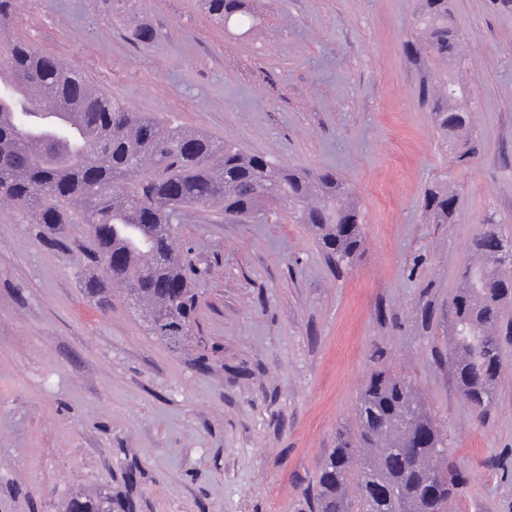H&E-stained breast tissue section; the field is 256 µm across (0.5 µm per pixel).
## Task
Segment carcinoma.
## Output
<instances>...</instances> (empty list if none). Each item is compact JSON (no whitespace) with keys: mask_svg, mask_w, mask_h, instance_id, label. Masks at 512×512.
<instances>
[{"mask_svg":"<svg viewBox=\"0 0 512 512\" xmlns=\"http://www.w3.org/2000/svg\"><path fill=\"white\" fill-rule=\"evenodd\" d=\"M256 0H202L206 12L250 30ZM16 0H0V202L42 225L54 244L67 242L68 224H86L81 246L92 271L83 287L102 308L119 285L142 312L151 335L179 348L202 343L193 335L200 275L176 244L182 215L218 204L227 222L243 223L272 207H286L307 224L329 261L353 260L363 245L360 214L349 186L336 174L309 172L234 144L159 121L120 105L90 86L61 59L26 43L4 40ZM417 23L429 54L448 64L437 88L422 87L437 128L459 162L477 152L470 92L462 72L461 34L451 0H420ZM63 101V125H48L36 95ZM458 204L455 191L437 185L424 211L443 224ZM512 247L493 216L472 239L476 260L459 275L450 302L448 366L478 417L486 416L501 372L502 322L512 302V260L489 244ZM445 438L421 406L407 378L385 369L363 387L355 430L341 433L306 489L308 512H448L468 472L436 462ZM62 512H112V495L74 492Z\"/></svg>","mask_w":512,"mask_h":512,"instance_id":"cac0c4a2","label":"carcinoma"}]
</instances>
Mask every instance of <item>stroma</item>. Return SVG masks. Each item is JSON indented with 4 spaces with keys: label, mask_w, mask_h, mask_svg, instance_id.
I'll return each instance as SVG.
<instances>
[{
    "label": "stroma",
    "mask_w": 512,
    "mask_h": 512,
    "mask_svg": "<svg viewBox=\"0 0 512 512\" xmlns=\"http://www.w3.org/2000/svg\"><path fill=\"white\" fill-rule=\"evenodd\" d=\"M418 0H265L250 33L201 0H19L7 37L55 56L135 111L353 189L364 244L330 265L287 208L263 223L185 213L204 348L150 336L134 305L101 308L83 256L0 205V512H58L108 491L132 512H307L371 371L411 379L471 474L451 512H512V342L486 417L434 352L487 216L512 237V7L453 0L479 150L456 163L422 103L446 68L411 50ZM155 33L147 45L139 27ZM459 194L452 223L423 209ZM458 200L455 191L443 185H436L425 197L424 211L433 216L437 223H449L456 211Z\"/></svg>",
    "instance_id": "1"
}]
</instances>
